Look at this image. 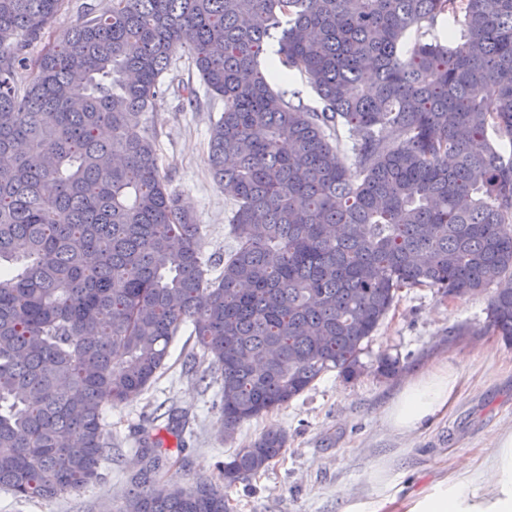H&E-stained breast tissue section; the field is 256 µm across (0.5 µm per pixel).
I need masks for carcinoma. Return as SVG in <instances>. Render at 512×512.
I'll list each match as a JSON object with an SVG mask.
<instances>
[{
    "instance_id": "1",
    "label": "carcinoma",
    "mask_w": 512,
    "mask_h": 512,
    "mask_svg": "<svg viewBox=\"0 0 512 512\" xmlns=\"http://www.w3.org/2000/svg\"><path fill=\"white\" fill-rule=\"evenodd\" d=\"M65 2L0 0V489L96 480L103 409L148 390L186 323V371L220 373L232 437L329 372L359 377L402 289L512 280V0H112L30 62ZM179 46L224 101L207 151L235 202L222 263L145 122ZM486 319L512 344L511 286ZM402 368L378 358L383 378ZM286 442L267 431L216 463L221 484L170 490L147 434L124 512H231L228 489Z\"/></svg>"
}]
</instances>
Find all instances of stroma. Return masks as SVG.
I'll use <instances>...</instances> for the list:
<instances>
[{
  "mask_svg": "<svg viewBox=\"0 0 512 512\" xmlns=\"http://www.w3.org/2000/svg\"><path fill=\"white\" fill-rule=\"evenodd\" d=\"M168 90L146 119L159 134V165L171 176L181 206L202 226L206 257L222 258L230 249L225 199L205 163L209 131L224 110L219 100L201 99L183 107L178 84L197 83L186 48L172 54L165 76ZM489 295L442 301L429 289L402 290L400 300L370 338L362 360L364 373L344 382L328 373L288 406L244 423L234 438L222 432L221 380L217 373L189 375L184 360L193 348L191 325H183L169 347L166 368L131 404L103 411L112 456L100 477L76 494L50 500L19 501L0 490V512H122L140 467L135 450L143 431L162 438L168 464L159 484L190 488L217 477L215 464L261 433L279 429L288 437L279 461L265 472L236 484L229 496L235 512H344L351 503L373 507L367 474L385 466L390 498L383 512H400L452 473L459 463L480 464L496 435L512 430V345L486 332ZM400 356L405 373L447 360L464 382L460 399L447 415L422 433L402 436L381 421V411L402 383L375 372L379 355ZM175 409L183 426H168Z\"/></svg>",
  "mask_w": 512,
  "mask_h": 512,
  "instance_id": "35a3bbf8",
  "label": "stroma"
}]
</instances>
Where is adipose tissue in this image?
I'll return each mask as SVG.
<instances>
[{"instance_id": "adipose-tissue-1", "label": "adipose tissue", "mask_w": 512, "mask_h": 512, "mask_svg": "<svg viewBox=\"0 0 512 512\" xmlns=\"http://www.w3.org/2000/svg\"><path fill=\"white\" fill-rule=\"evenodd\" d=\"M460 379L440 363L408 377L383 414L394 433L423 432L457 400ZM405 512H512V433L486 450V465H458L448 478L409 501Z\"/></svg>"}]
</instances>
